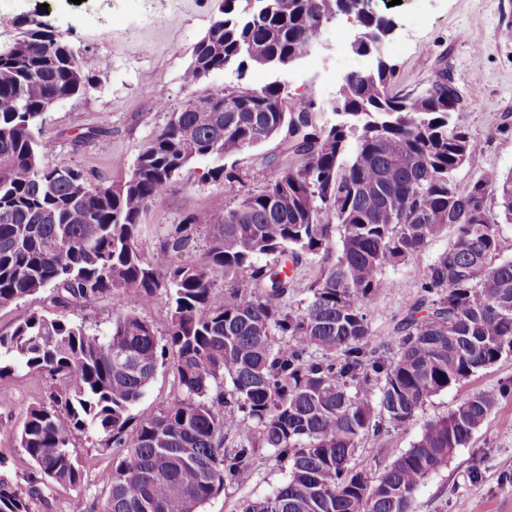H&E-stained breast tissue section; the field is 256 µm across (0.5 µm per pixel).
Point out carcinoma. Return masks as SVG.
<instances>
[{"mask_svg": "<svg viewBox=\"0 0 512 512\" xmlns=\"http://www.w3.org/2000/svg\"><path fill=\"white\" fill-rule=\"evenodd\" d=\"M224 0L183 74L299 60L332 15L367 34L352 51L372 69L346 76L336 123L316 126L311 101L286 104L270 83L213 86L209 112L169 113L127 179L91 187L78 169L46 166L40 137L48 102L86 93L104 70L75 56L46 21L26 17L0 48V310L46 289L53 310L33 311L0 335V379L13 363L52 380L0 464L24 452L35 477L28 495L0 482V512H32L48 482L77 485L90 466L70 450L91 425L116 449L103 512H199L224 485L253 471L260 449L289 463V476L241 512H414L423 481L468 442L502 385L467 397L429 421L410 448L371 479L350 467L381 421L402 426L433 395L512 354V260L496 261L500 226L512 224V174L455 172L481 150L452 125L443 71L423 87L393 91L397 66L383 59L391 24L359 12L357 0H268L247 13ZM287 131L279 174L231 209L191 210L153 252L140 244L150 203L187 165L210 159L211 180L235 196L234 158ZM496 200L492 209L489 200ZM209 232L190 261L193 228ZM448 227L456 239L428 268L425 297L402 320L390 360L371 346L366 305L393 288L384 277ZM312 296L288 308L304 255L329 256ZM261 255L277 260L259 265ZM221 272L219 291L211 272ZM112 295V325L95 331L60 312ZM165 299L159 330L141 312ZM163 340H158V334ZM170 365L179 395L133 422L158 369Z\"/></svg>", "mask_w": 512, "mask_h": 512, "instance_id": "1", "label": "carcinoma"}]
</instances>
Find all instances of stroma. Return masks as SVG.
I'll return each mask as SVG.
<instances>
[{
	"mask_svg": "<svg viewBox=\"0 0 512 512\" xmlns=\"http://www.w3.org/2000/svg\"><path fill=\"white\" fill-rule=\"evenodd\" d=\"M224 0H0V45L15 39L17 23L40 13L70 45L76 56L93 55L104 74L84 94L74 96L44 116L42 161L83 172L90 186L119 183L143 146L165 125L169 112L187 99L209 93L213 85L233 86L246 80L261 88L284 84L291 100L313 101L316 124L335 123L333 110L342 79L360 58L350 48L353 24L339 19L327 24L309 55L286 70L251 68L246 77L227 69L186 86L183 74L194 44L206 33ZM373 9L394 19L397 29L385 53L397 66L396 89L425 85L447 66L466 98L453 122L480 141V152L455 174L466 186L481 172L512 173V41L501 33L512 28V0H373ZM107 133L89 138L90 130ZM280 151L278 140L246 150L238 157L241 182L237 196L225 195L206 171L210 160L186 166L172 186L149 206L140 241L152 251L190 209L234 207L238 197L257 192L277 174L270 158ZM455 241L454 230L442 231L420 252L385 269L394 289L367 306L373 343L387 341L408 310L421 299V282L434 260ZM512 379V355L478 371L460 384L434 395L410 423L383 424L379 435L363 440L353 463L375 475L392 451L417 440L426 422L447 415L469 395ZM45 375L18 365L0 380V424L19 425L46 395ZM170 367L158 370L144 397L133 408L143 420L165 409L178 395ZM74 450L92 460L81 484L51 485L34 512H69L77 498L89 512H99L112 484L113 451L94 427L75 433ZM286 462L261 451L255 470L212 496L201 512H239L244 501L269 495L286 480ZM415 512H512V397L499 405L455 449L447 464L418 488Z\"/></svg>",
	"mask_w": 512,
	"mask_h": 512,
	"instance_id": "obj_1",
	"label": "stroma"
}]
</instances>
